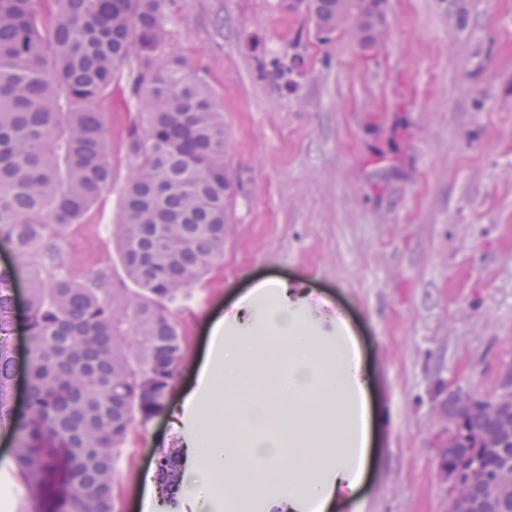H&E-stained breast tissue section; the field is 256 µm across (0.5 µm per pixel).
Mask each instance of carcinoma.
I'll list each match as a JSON object with an SVG mask.
<instances>
[{"label":"carcinoma","mask_w":512,"mask_h":512,"mask_svg":"<svg viewBox=\"0 0 512 512\" xmlns=\"http://www.w3.org/2000/svg\"><path fill=\"white\" fill-rule=\"evenodd\" d=\"M170 0H0V239L26 282L29 362L15 404L14 288L0 270V428L15 439L19 476L35 495L61 493L58 512H113L118 461L134 422L168 405L184 338L173 320L224 253L232 180L224 116L177 54ZM373 0L346 25L356 41ZM317 33L336 31V0H308ZM302 56L260 64L293 85ZM129 69L136 102L126 151L131 169L115 236L134 292L100 269L77 280L59 243L112 183L108 128L98 102ZM495 396L478 399L441 458L469 482L477 512H512V494L485 486L512 468V443L490 448ZM181 449L158 453L155 471L175 499Z\"/></svg>","instance_id":"carcinoma-1"}]
</instances>
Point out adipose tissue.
<instances>
[{
  "label": "adipose tissue",
  "instance_id": "ef3b65f1",
  "mask_svg": "<svg viewBox=\"0 0 512 512\" xmlns=\"http://www.w3.org/2000/svg\"><path fill=\"white\" fill-rule=\"evenodd\" d=\"M210 351L178 412L194 426L184 507L342 512L358 499L379 427L347 321L313 316L306 291L265 279L210 321Z\"/></svg>",
  "mask_w": 512,
  "mask_h": 512
}]
</instances>
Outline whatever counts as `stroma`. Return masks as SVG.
<instances>
[{"label":"stroma","instance_id":"stroma-1","mask_svg":"<svg viewBox=\"0 0 512 512\" xmlns=\"http://www.w3.org/2000/svg\"><path fill=\"white\" fill-rule=\"evenodd\" d=\"M276 0H174L173 39L224 115L234 189L224 255L174 318L184 337L171 392L196 380L207 320L259 280L302 282L342 310L384 417L363 512H448L438 476L445 426L437 385L486 397L512 372V0H385L386 32L365 53L344 32L320 38L308 12ZM300 46L293 90L260 60ZM121 76L99 103L113 181L60 244L71 271L101 268L131 288L111 231L130 171L136 118ZM398 158L385 189L369 163ZM168 415L133 425L115 474V512H145L144 475L181 436ZM0 429V512H39Z\"/></svg>","mask_w":512,"mask_h":512}]
</instances>
